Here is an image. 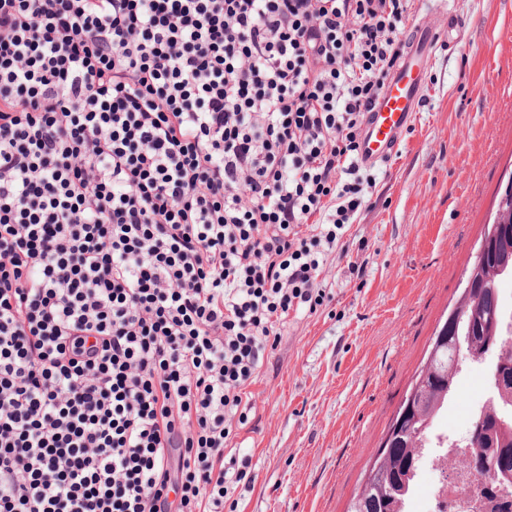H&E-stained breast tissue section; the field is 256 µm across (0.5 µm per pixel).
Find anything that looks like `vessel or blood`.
Wrapping results in <instances>:
<instances>
[{
	"label": "vessel or blood",
	"mask_w": 512,
	"mask_h": 512,
	"mask_svg": "<svg viewBox=\"0 0 512 512\" xmlns=\"http://www.w3.org/2000/svg\"><path fill=\"white\" fill-rule=\"evenodd\" d=\"M446 33L417 24L410 31L409 46L399 66L386 82V88L367 126L361 147V161L371 164L385 158L400 130L416 110L421 87L419 63L427 59Z\"/></svg>",
	"instance_id": "1"
}]
</instances>
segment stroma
Returning a JSON list of instances; mask_svg holds the SVG:
<instances>
[{"instance_id":"1","label":"stroma","mask_w":512,"mask_h":512,"mask_svg":"<svg viewBox=\"0 0 512 512\" xmlns=\"http://www.w3.org/2000/svg\"><path fill=\"white\" fill-rule=\"evenodd\" d=\"M452 48L424 62L417 112L320 281L329 311L293 314L250 387L232 447L255 481L237 512H347L431 339L459 299L512 181V0H416ZM493 359L457 380L460 425Z\"/></svg>"}]
</instances>
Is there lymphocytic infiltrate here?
I'll use <instances>...</instances> for the list:
<instances>
[{"mask_svg":"<svg viewBox=\"0 0 512 512\" xmlns=\"http://www.w3.org/2000/svg\"><path fill=\"white\" fill-rule=\"evenodd\" d=\"M411 9L0 0V512H235Z\"/></svg>","mask_w":512,"mask_h":512,"instance_id":"1","label":"lymphocytic infiltrate"}]
</instances>
